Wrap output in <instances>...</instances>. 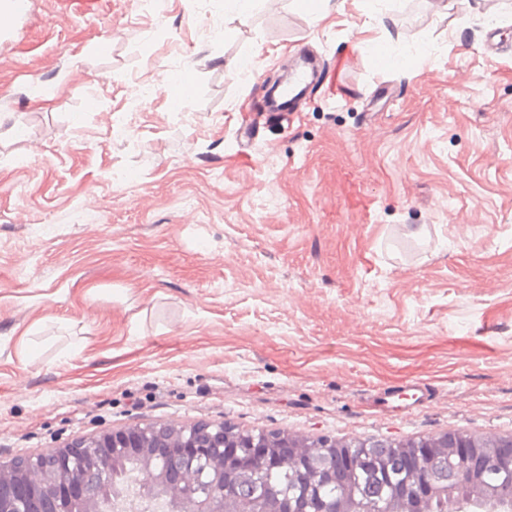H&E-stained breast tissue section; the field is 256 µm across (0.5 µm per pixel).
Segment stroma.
<instances>
[{
    "label": "stroma",
    "instance_id": "35a3bbf8",
    "mask_svg": "<svg viewBox=\"0 0 512 512\" xmlns=\"http://www.w3.org/2000/svg\"><path fill=\"white\" fill-rule=\"evenodd\" d=\"M210 5L0 30V463L149 423L512 431V0ZM303 57L323 86L242 146ZM412 376L433 404L367 413Z\"/></svg>",
    "mask_w": 512,
    "mask_h": 512
}]
</instances>
